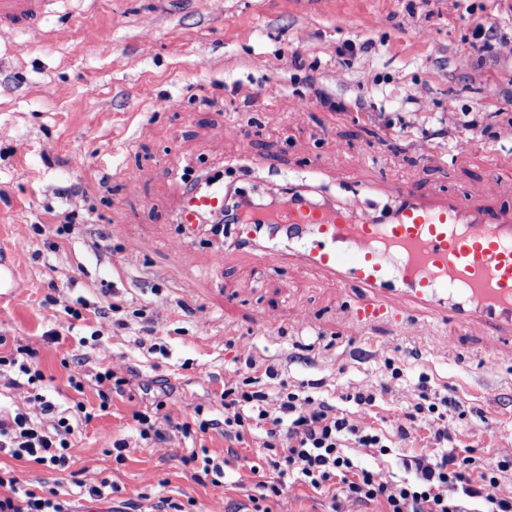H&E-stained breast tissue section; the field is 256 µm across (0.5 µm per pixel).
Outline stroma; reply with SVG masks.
<instances>
[{"mask_svg": "<svg viewBox=\"0 0 512 512\" xmlns=\"http://www.w3.org/2000/svg\"><path fill=\"white\" fill-rule=\"evenodd\" d=\"M469 2L467 14L448 0H50L42 29H0V256L18 274L0 301V352L36 349L63 410L99 404L93 380L70 388L73 355L88 357L87 372L114 363L131 378L107 413L76 426L72 473L3 453L0 464L37 491L63 484L75 512L129 502L149 512L162 497L186 512H250L269 473L263 449L231 459L223 437L207 434L203 446L228 463L223 483H200L183 462L187 439L175 432L150 447L132 419L153 402L140 383L157 380L175 420L192 421L197 405L218 404L225 378L250 377L249 356L279 371L258 388L307 391L386 432L421 394L448 396L458 450L512 452V359L491 383L479 376L490 338L418 315L412 333L380 324L360 340L336 279L289 264L267 271L178 224L184 185L166 173L220 172L225 185L272 196L288 177L334 196L348 182L416 179L433 196L477 183L483 203L512 211V135L497 115L512 56L478 69L471 47L480 23L512 34V12ZM296 50L304 68L291 63ZM313 83L332 102L299 114ZM377 89L381 106L352 107ZM467 112L479 129L462 128ZM64 212L74 218L61 238ZM111 304L125 327L95 317ZM451 339L457 355L434 357ZM366 390L375 402L357 404ZM119 439L129 445L121 463L110 453ZM105 478L118 488L107 499L77 488Z\"/></svg>", "mask_w": 512, "mask_h": 512, "instance_id": "35a3bbf8", "label": "stroma"}]
</instances>
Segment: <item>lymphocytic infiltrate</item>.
Listing matches in <instances>:
<instances>
[{
	"mask_svg": "<svg viewBox=\"0 0 512 512\" xmlns=\"http://www.w3.org/2000/svg\"><path fill=\"white\" fill-rule=\"evenodd\" d=\"M21 357L0 356V367L17 368L32 386L29 408L0 417V453L59 472L74 462L76 450L70 440L74 428L68 417L59 415L47 394L44 374L29 363L36 352L22 347ZM223 420L211 416L210 408L196 406L192 423L176 426L184 438L192 439L223 428L224 438L237 445L259 441L269 453L273 480L262 489L281 495L284 489L304 486L326 494L330 512H344L350 505L385 502L387 512H469L464 499L479 500L483 512H512V492L499 488L501 473L512 470V454L481 460L449 453L451 436L441 427L445 399L436 397L427 405L406 413L393 437H386L362 421L338 412L332 404L311 395L245 390L240 381L228 378L219 394ZM430 424L428 453L413 456L415 476L397 480L393 475L372 472L355 465L350 449L363 448L386 455L390 439H413L420 423ZM0 512H70L58 488L38 493L21 485L10 470L0 469ZM462 498H454V491Z\"/></svg>",
	"mask_w": 512,
	"mask_h": 512,
	"instance_id": "1",
	"label": "lymphocytic infiltrate"
}]
</instances>
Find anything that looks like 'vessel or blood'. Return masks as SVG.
Segmentation results:
<instances>
[{"mask_svg": "<svg viewBox=\"0 0 512 512\" xmlns=\"http://www.w3.org/2000/svg\"><path fill=\"white\" fill-rule=\"evenodd\" d=\"M47 0H0V27H39ZM377 186H356L347 205L288 199L272 211H255L235 225L230 248L280 271L288 259L333 277L364 302L348 310L365 330L384 321L403 326L417 313L452 324L458 335L497 337L493 359L512 357V212L480 203L481 190L426 197L417 183L389 186L392 205L364 207ZM224 187L185 193L177 221L197 223L222 213ZM408 303L396 312L388 299Z\"/></svg>", "mask_w": 512, "mask_h": 512, "instance_id": "vessel-or-blood-1", "label": "vessel or blood"}]
</instances>
